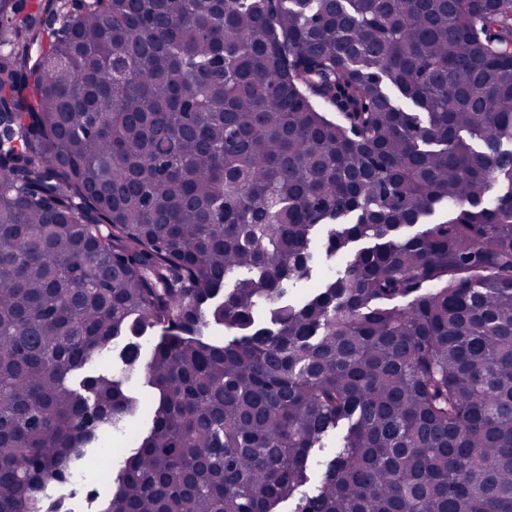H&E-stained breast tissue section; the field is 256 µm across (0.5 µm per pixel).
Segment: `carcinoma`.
<instances>
[{
  "label": "carcinoma",
  "mask_w": 512,
  "mask_h": 512,
  "mask_svg": "<svg viewBox=\"0 0 512 512\" xmlns=\"http://www.w3.org/2000/svg\"><path fill=\"white\" fill-rule=\"evenodd\" d=\"M53 10L0 32V512H63L134 378L103 512H512V0ZM347 258L343 255H338L332 260H326L323 256L321 259V265L313 279L308 283H303L297 286V288L289 289L287 299L289 302H300L302 301L307 293L312 290L311 288H318L321 283V277L327 275L332 270L340 269L345 265Z\"/></svg>",
  "instance_id": "cac0c4a2"
}]
</instances>
